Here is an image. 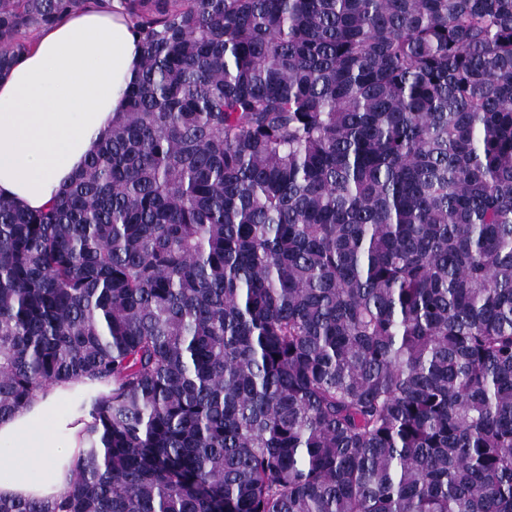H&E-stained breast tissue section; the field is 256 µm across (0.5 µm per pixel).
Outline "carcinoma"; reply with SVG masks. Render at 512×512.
I'll return each mask as SVG.
<instances>
[{"label":"carcinoma","instance_id":"cac0c4a2","mask_svg":"<svg viewBox=\"0 0 512 512\" xmlns=\"http://www.w3.org/2000/svg\"><path fill=\"white\" fill-rule=\"evenodd\" d=\"M88 0H0V75ZM141 74L0 199V421L83 407L0 512H512V0H119ZM98 381H65L34 391L12 418L0 423V497L55 502L81 463L91 422L80 407L90 394H108Z\"/></svg>","mask_w":512,"mask_h":512}]
</instances>
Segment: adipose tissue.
<instances>
[{
  "instance_id": "ef3b65f1",
  "label": "adipose tissue",
  "mask_w": 512,
  "mask_h": 512,
  "mask_svg": "<svg viewBox=\"0 0 512 512\" xmlns=\"http://www.w3.org/2000/svg\"><path fill=\"white\" fill-rule=\"evenodd\" d=\"M141 63L131 18L101 0L42 28L0 77V198L40 211L64 192L124 110ZM109 391L53 383L1 422L0 498L59 500L81 463L91 421L82 404Z\"/></svg>"
}]
</instances>
